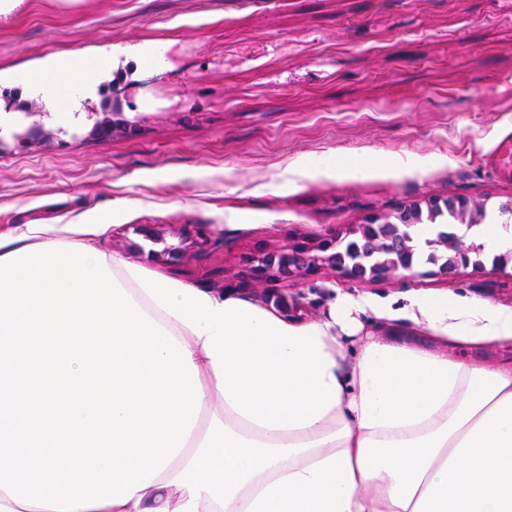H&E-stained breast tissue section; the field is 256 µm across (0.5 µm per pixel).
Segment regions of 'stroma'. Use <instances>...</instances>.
Wrapping results in <instances>:
<instances>
[{
  "label": "stroma",
  "instance_id": "1",
  "mask_svg": "<svg viewBox=\"0 0 512 512\" xmlns=\"http://www.w3.org/2000/svg\"><path fill=\"white\" fill-rule=\"evenodd\" d=\"M106 57L57 88L21 81L63 57ZM41 113L51 138L17 141ZM116 112L127 137L90 136ZM512 128V0H20L0 17V227L108 224L90 246L192 288L252 287L248 260L316 242L400 202L512 197L485 164ZM343 157L365 178L333 170ZM163 227V241L141 235ZM205 236L184 257L159 258ZM328 317L350 295L396 310L411 295L512 308V276L433 265L379 282L329 270L292 282Z\"/></svg>",
  "mask_w": 512,
  "mask_h": 512
}]
</instances>
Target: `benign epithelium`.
Masks as SVG:
<instances>
[{
	"mask_svg": "<svg viewBox=\"0 0 512 512\" xmlns=\"http://www.w3.org/2000/svg\"><path fill=\"white\" fill-rule=\"evenodd\" d=\"M131 136L134 128L105 115L94 120L90 135L103 138L115 133ZM449 210L453 230L427 241L434 255L437 274L450 278L470 266V254L479 248L472 228L481 220L483 208L460 196H430L400 203L389 213L373 214L347 232H335L316 243L297 241L286 249L260 253L249 260L257 281L289 282L331 269L346 281H378L413 270L416 244L410 228ZM302 295L281 294L277 305L285 315L302 309Z\"/></svg>",
	"mask_w": 512,
	"mask_h": 512,
	"instance_id": "7a95c632",
	"label": "benign epithelium"
}]
</instances>
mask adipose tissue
<instances>
[{
    "instance_id": "obj_1",
    "label": "adipose tissue",
    "mask_w": 512,
    "mask_h": 512,
    "mask_svg": "<svg viewBox=\"0 0 512 512\" xmlns=\"http://www.w3.org/2000/svg\"><path fill=\"white\" fill-rule=\"evenodd\" d=\"M107 231L0 232V512H512V362L475 355L512 308L293 323L88 246Z\"/></svg>"
}]
</instances>
